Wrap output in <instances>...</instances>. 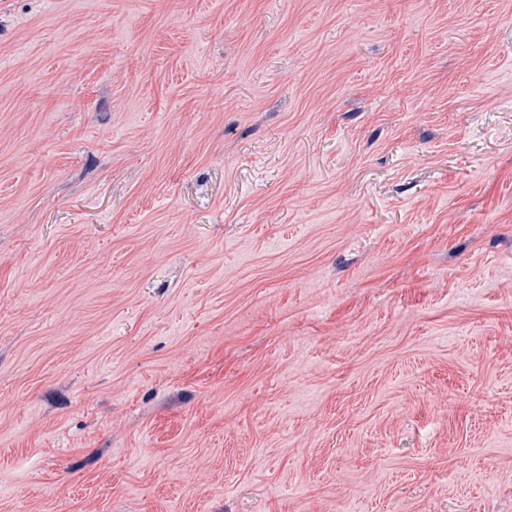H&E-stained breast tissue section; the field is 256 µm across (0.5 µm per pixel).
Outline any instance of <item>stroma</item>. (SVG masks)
Here are the masks:
<instances>
[{
	"label": "stroma",
	"mask_w": 512,
	"mask_h": 512,
	"mask_svg": "<svg viewBox=\"0 0 512 512\" xmlns=\"http://www.w3.org/2000/svg\"><path fill=\"white\" fill-rule=\"evenodd\" d=\"M0 512H512V0H0Z\"/></svg>",
	"instance_id": "obj_1"
}]
</instances>
